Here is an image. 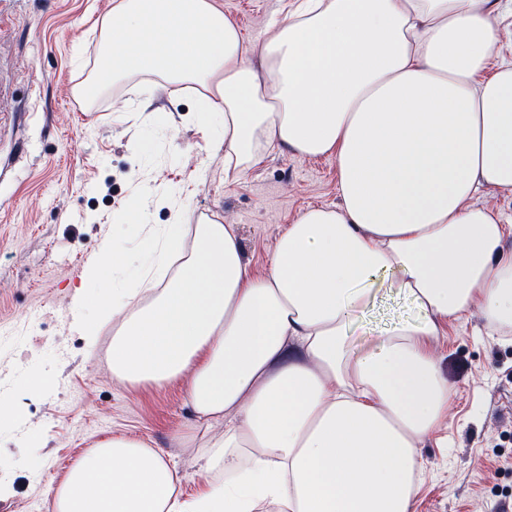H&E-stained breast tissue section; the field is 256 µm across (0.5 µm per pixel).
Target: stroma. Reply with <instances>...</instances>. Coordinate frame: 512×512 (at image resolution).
<instances>
[{
  "label": "stroma",
  "instance_id": "stroma-1",
  "mask_svg": "<svg viewBox=\"0 0 512 512\" xmlns=\"http://www.w3.org/2000/svg\"><path fill=\"white\" fill-rule=\"evenodd\" d=\"M289 0H224L248 44ZM113 0H0L6 31L0 68L13 80L0 112V393L29 372L56 385L22 401L0 424V512H48L49 495L71 464L115 436L169 453L190 496L203 481L200 450L176 448L186 427L187 379L163 387L123 386L109 361L112 327L95 344L81 333L73 288L102 242L128 258L102 285L121 288L145 271L148 228L189 221L238 227L248 263L264 270L276 239L308 207L337 203L332 157L274 149L236 176L224 174V142L200 122L197 93L146 77L105 83L81 110L71 99L93 78L102 53L99 22ZM417 316L403 296L380 297L363 317L379 331ZM454 389L448 425L422 450L424 480L414 512H512V335L490 336L480 316L449 328L437 344Z\"/></svg>",
  "mask_w": 512,
  "mask_h": 512
}]
</instances>
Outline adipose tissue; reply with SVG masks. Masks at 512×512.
Instances as JSON below:
<instances>
[{
	"label": "adipose tissue",
	"instance_id": "1",
	"mask_svg": "<svg viewBox=\"0 0 512 512\" xmlns=\"http://www.w3.org/2000/svg\"><path fill=\"white\" fill-rule=\"evenodd\" d=\"M510 18L512 0H292L253 54L223 0H115L87 96L138 73L194 83L229 168L270 148L332 156L339 201L286 225L263 272L236 225L171 224L153 276L75 292L88 342L119 317L120 381L188 377L194 422L171 441L204 448L211 478L182 497L162 451L116 436L72 464L50 512H412L453 396L435 337L475 313L512 331V222L474 202L512 194ZM392 292L417 317L353 347Z\"/></svg>",
	"mask_w": 512,
	"mask_h": 512
}]
</instances>
